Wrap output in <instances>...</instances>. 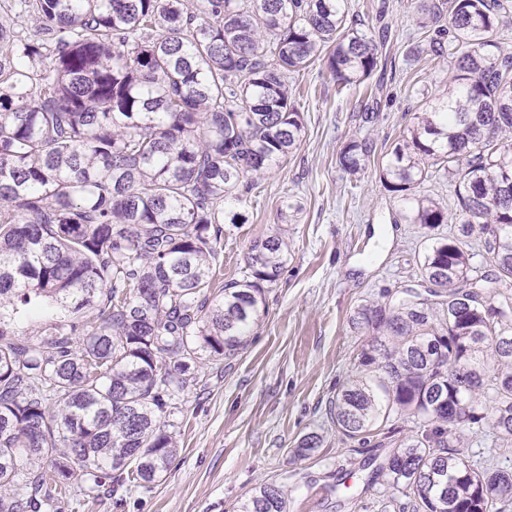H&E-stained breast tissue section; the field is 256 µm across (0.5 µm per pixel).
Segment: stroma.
<instances>
[{
  "mask_svg": "<svg viewBox=\"0 0 512 512\" xmlns=\"http://www.w3.org/2000/svg\"><path fill=\"white\" fill-rule=\"evenodd\" d=\"M417 0H347V21L384 36L380 64L367 87L337 94L323 62L288 76L305 135L278 169L264 175L240 207L242 224L224 227L214 268L221 281L243 279L256 239L276 230L284 200L302 211L286 227L288 261L266 295V310L233 359L202 361L170 416L179 451L149 489L123 503L100 494L78 512H235L255 487L282 486L288 512H381L391 489L369 485L366 459L385 455L383 431L368 444L347 441L328 414L330 400L358 372L368 335L351 328L361 304L387 301L421 280L430 232L403 218L380 173L423 98L448 86L447 64L426 55ZM373 113L364 122L363 113ZM369 137L374 151L357 174L339 153ZM321 448L291 453L305 434Z\"/></svg>",
  "mask_w": 512,
  "mask_h": 512,
  "instance_id": "obj_1",
  "label": "stroma"
}]
</instances>
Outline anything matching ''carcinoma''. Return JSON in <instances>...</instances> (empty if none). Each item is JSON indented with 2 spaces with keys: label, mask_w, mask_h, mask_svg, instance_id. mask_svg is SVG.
I'll list each match as a JSON object with an SVG mask.
<instances>
[{
  "label": "carcinoma",
  "mask_w": 512,
  "mask_h": 512,
  "mask_svg": "<svg viewBox=\"0 0 512 512\" xmlns=\"http://www.w3.org/2000/svg\"><path fill=\"white\" fill-rule=\"evenodd\" d=\"M507 0H433L419 27L448 90L414 114L382 169L405 221L448 223L414 192L429 168L456 183L458 219L432 238L412 288L350 318L372 335L330 401L337 430L366 443L408 415L420 434L379 459L398 512H509L512 469H475L465 429L512 444V56ZM345 0H4L0 6V512L71 506L74 489L147 488L178 452L161 423L203 356L235 357L265 313L288 241L254 242L249 275L213 291L224 223L243 193L301 144L286 78L322 59L338 90L368 79L379 44L346 26ZM35 34H25L23 25ZM373 143L340 154L350 174ZM484 238L492 277L470 274ZM46 305L56 317L23 337ZM88 308L93 320L77 313ZM322 437L304 435L307 459ZM238 512H287L263 483Z\"/></svg>",
  "instance_id": "carcinoma-1"
}]
</instances>
